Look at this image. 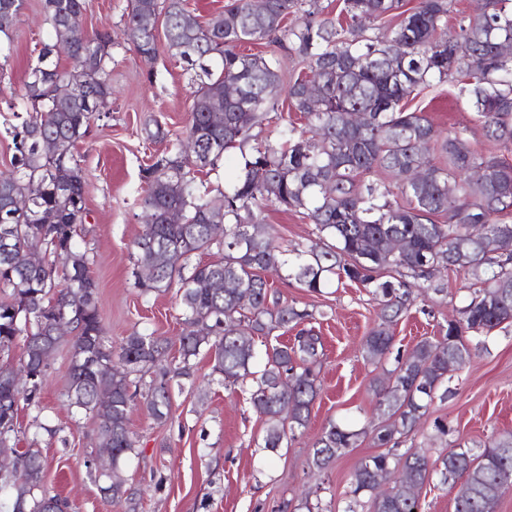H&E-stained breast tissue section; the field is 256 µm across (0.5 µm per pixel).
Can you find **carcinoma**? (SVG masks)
I'll return each mask as SVG.
<instances>
[{
    "label": "carcinoma",
    "mask_w": 512,
    "mask_h": 512,
    "mask_svg": "<svg viewBox=\"0 0 512 512\" xmlns=\"http://www.w3.org/2000/svg\"><path fill=\"white\" fill-rule=\"evenodd\" d=\"M85 0H42L51 40L42 44L28 74L25 93L12 104L27 117L14 126L15 171L0 174V352L18 337L24 352L18 366L0 365V429L16 431L18 405L39 407L47 373L44 360L62 344L70 346L67 393L78 412L95 414L98 388L112 390V409L98 417V441L113 452V463L135 452L128 428L138 395L131 379L161 359L166 340L134 332L117 354L108 346L97 289L86 252L78 249L77 228L87 214L85 181L76 146L112 97V40L95 33L84 45L69 43L65 24L80 15ZM24 0H0V59L13 51ZM401 0H344L349 23L316 18V0H232L224 12L202 24L184 0H130L125 34L133 50L150 60L157 52L154 29L165 18L168 49L192 73L186 141L193 165L213 166L226 150L244 148L254 127L279 111L280 101L302 114L306 129L275 126L264 144L244 157V174L218 197L200 190L181 156L162 157L143 170L140 198L150 213L136 242L137 265L154 270L142 292L160 294L178 284L185 333L179 338L180 366L160 369L144 404L150 416L168 417L172 382L190 375L201 350L213 356L212 372L224 388L247 392L265 418L263 448L275 450L307 428L320 391L323 345L311 328L291 343L265 346L266 362L256 385L253 337L297 326L313 313L276 296L260 272H280L309 292L319 293L330 276L370 289L379 301V322L365 338V358H393L383 384L375 387L378 423L354 429L329 423L313 444L310 467L318 472L369 436L387 451L361 458L353 495L369 496L373 512H416L413 486L434 476L460 479L454 512H495L512 489V434L488 438L478 449L458 444L438 448H397L426 415L448 377V363L463 366L471 347L486 345L496 329L512 325V162L475 149L465 130L443 138L429 119L405 108L415 91L452 78L475 113L488 140L512 150V58L498 53L512 43V0H484L458 27L448 26V0H418L401 10ZM293 21H288L289 16ZM396 18L381 38L371 24ZM274 41L308 62L310 75L283 89L280 61L243 53L246 44ZM69 65H60V56ZM321 91L313 108L307 84ZM73 88L68 98L53 86ZM235 86L241 95L226 96ZM362 115L354 127L342 115ZM440 151L443 164L430 154ZM479 168L476 177L472 169ZM382 170L392 182L378 188L364 176ZM401 201L394 200V197ZM276 205L301 211L315 224L317 241L284 259L274 229L259 219ZM178 210L182 223L167 215ZM444 216L440 224L435 217ZM224 225L216 238L212 225ZM43 239L51 259L38 265L24 253L30 238ZM405 243L394 253L390 241ZM217 250L219 258L182 274V261L196 252ZM395 273L383 280L380 271ZM454 270L479 287L448 321L443 335L417 343L408 354L394 349L393 326L408 309L413 289L438 292L433 277ZM67 321L72 338L53 335ZM288 384V393L281 386ZM39 450L18 454L14 473L0 477L11 490L12 512H51L67 504L40 489Z\"/></svg>",
    "instance_id": "1"
}]
</instances>
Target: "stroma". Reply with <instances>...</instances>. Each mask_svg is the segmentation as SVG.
Listing matches in <instances>:
<instances>
[{"mask_svg": "<svg viewBox=\"0 0 512 512\" xmlns=\"http://www.w3.org/2000/svg\"><path fill=\"white\" fill-rule=\"evenodd\" d=\"M127 6L128 0H86L82 13L87 34L101 32L112 39V106L92 120L88 136L78 145L88 216L76 241L90 257L112 343L120 344L135 331L166 337L170 347L161 364L171 368L179 362L177 340L185 326L175 291L146 295L135 284V243L145 229L136 197L144 186V168L174 155L186 136L190 84L181 62L168 50L163 27L155 29V59H142L133 51L124 32ZM48 37L41 0H25L14 51L0 64V172L12 171L14 164L9 128L16 119L8 104L24 94ZM407 107L424 112L441 134L463 129L474 148L490 150L454 79L421 90ZM158 128L164 139H149V132ZM261 217L288 251L304 249L316 238L314 224L299 212L270 205ZM266 278L283 300L317 315L313 325L324 344L321 391L305 433L277 452L264 449L265 423L247 394L225 390L212 373L209 356L199 354L190 377L171 389L166 422L151 418L140 401L129 415L138 447L116 475L135 492L136 512H307L311 505L322 512H347L353 504V473L360 458L375 453L371 439L321 475L310 470L311 445L329 422L362 427L375 419L372 383L384 380L391 367L390 361L373 363L363 354L378 302L350 281H334L322 292L309 293L277 274L267 273ZM435 280L443 293L420 295L393 328L395 344L403 350L438 336L474 289L471 279L451 271ZM69 363L68 348L52 355L39 409L23 406L18 411L20 425L37 415L47 429L20 436L17 447L39 449L45 463L43 486L68 501L70 512H126L103 495L105 477L85 465L97 450L98 422L68 406ZM447 387V397L435 399L413 433L415 446L478 443L512 432V327L496 331L466 365L451 369ZM439 419L448 423L447 436L435 431Z\"/></svg>", "mask_w": 512, "mask_h": 512, "instance_id": "35a3bbf8", "label": "stroma"}]
</instances>
